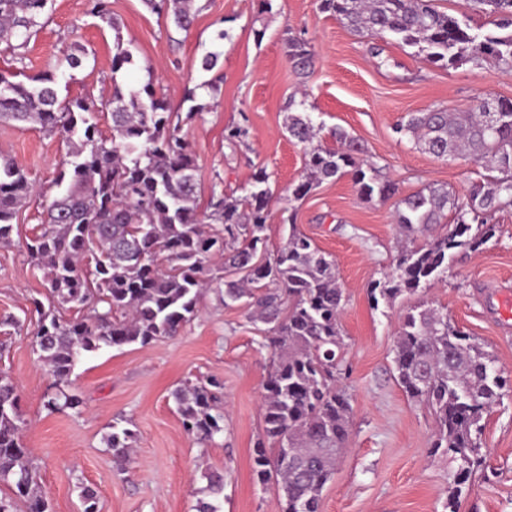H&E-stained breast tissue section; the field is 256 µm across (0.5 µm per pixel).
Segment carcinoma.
I'll return each instance as SVG.
<instances>
[{"label": "carcinoma", "instance_id": "1", "mask_svg": "<svg viewBox=\"0 0 512 512\" xmlns=\"http://www.w3.org/2000/svg\"><path fill=\"white\" fill-rule=\"evenodd\" d=\"M49 0H0V45L16 50L44 26ZM476 15L498 18L512 29V0H470ZM152 13L164 12L188 31L196 18L194 0H142ZM321 8L352 30L387 35L418 48L433 64L456 66L470 60L512 70V32L484 31L469 15L440 11L435 0H321ZM93 11L115 31L112 98L107 106L112 136L98 128L95 108L83 99H59L56 85L82 57L70 53L32 84L0 74V123L38 125L66 134L67 168L54 182L56 193L43 208L40 229L27 244L34 265L45 271L51 306L40 313L36 344L59 381H65L86 352L104 346L148 345L177 335L197 311L202 289L214 279L213 262L225 272L224 306L244 302L251 318L271 325L273 359L263 383V432L254 448V472L262 485L274 483L282 512H320L325 485L347 449L350 402L336 387L344 291L334 263L310 238L291 231L267 254L270 176L261 168L242 198L212 191L207 210L198 211V183L182 124L193 121L203 104L172 120L167 99L154 84L125 90L117 73L131 63L110 0H95ZM286 56L301 76L313 67L307 44L285 39ZM463 113L445 109L409 113L397 134L438 157L461 155L481 164L487 180L473 185L461 203L443 186H430L398 202L397 223L407 238L386 274L380 296L392 301L441 280L454 254L477 251L495 235L493 212L512 206V100L490 102ZM286 130L310 146L306 179L296 198L313 185L349 174L360 196L381 201L396 187L360 160L358 139L338 129L335 148L313 145L318 128L306 111L288 114ZM35 193L23 170L0 157V244L10 242L13 220ZM451 216L448 231L417 242ZM222 228L216 229L214 225ZM87 314L66 319L60 310ZM396 379L407 396L432 408L431 448L448 457L449 512L473 474L483 465L481 421L508 386V379L481 344L436 308L407 313L397 332L393 358ZM210 385L185 382L174 399L186 432L212 441L224 430V412ZM81 400L62 390L48 397L50 412L75 409ZM17 386L0 374V482L11 484L27 512H49L47 495L35 480L20 442ZM135 434L123 428L106 437L113 453L125 458ZM205 497L196 512H221L224 475L205 474Z\"/></svg>", "mask_w": 512, "mask_h": 512}]
</instances>
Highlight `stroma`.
I'll return each mask as SVG.
<instances>
[{
  "label": "stroma",
  "mask_w": 512,
  "mask_h": 512,
  "mask_svg": "<svg viewBox=\"0 0 512 512\" xmlns=\"http://www.w3.org/2000/svg\"><path fill=\"white\" fill-rule=\"evenodd\" d=\"M197 0L190 31L175 30L141 0H111L120 24L112 30L92 12V0H54L49 20L26 47L0 46V73L30 78L53 69L75 47L83 67L67 71L60 97L93 102L98 127L110 135L113 83L153 82L172 112L190 107L188 90L204 111L183 131L197 165L198 205L212 190L240 198L259 169L270 174L273 198L268 251L283 245L289 225L309 237L335 264L344 290L341 313L343 374L338 381L352 406L348 450L322 492V512H448V458L430 451L433 417L398 385L393 354L401 316L427 304L447 312L512 375V206L494 213L496 234L479 251L457 253L442 281L394 301H372L370 288L392 266L400 238L397 201L431 185L467 200L485 171L462 157L441 159L399 139L394 126L409 112L465 111L479 102L512 99V70L469 61L442 67L416 48L391 40L374 57L372 39L324 12L321 0ZM226 38H219V31ZM130 44L133 63L111 71L115 34ZM303 39L315 68L299 80L285 54L286 35ZM221 51L218 91L205 88L206 52ZM305 100L319 129L317 142L334 146L343 129L365 147V157L397 187L394 199L364 200L350 176L292 195L305 176V149L290 138V101ZM246 127L237 147L224 129ZM11 157L37 190L15 221L11 243L0 245V318L22 323L0 331V372L17 385L22 440L51 512H82L80 491H95L99 512H195L205 473L224 475L221 512H282L274 486L254 474V445L262 431V383L271 350L265 324L247 309L224 306L215 281L195 317L178 335L150 345L104 347L84 354L64 388L78 395L75 411L48 412L45 396L56 379L34 342L33 299L47 300L48 284L30 262L26 245L40 223L47 195L66 160L64 137L36 125L0 124V155ZM223 381L224 431L203 443L188 434L173 397L184 380ZM486 462L460 499L459 512H512V391L483 419ZM130 429L129 459L105 439L113 427Z\"/></svg>",
  "instance_id": "35a3bbf8"
}]
</instances>
